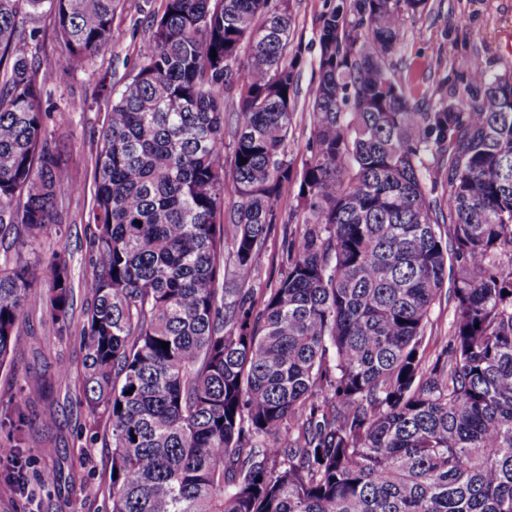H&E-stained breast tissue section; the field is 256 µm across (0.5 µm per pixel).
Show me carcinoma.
I'll use <instances>...</instances> for the list:
<instances>
[{"label": "carcinoma", "instance_id": "obj_1", "mask_svg": "<svg viewBox=\"0 0 512 512\" xmlns=\"http://www.w3.org/2000/svg\"><path fill=\"white\" fill-rule=\"evenodd\" d=\"M116 5L0 0V244L38 237L81 190L45 127L25 18L50 15L81 67L108 50ZM425 6L339 0L320 15L298 190L310 219L284 233L261 294L294 180L290 0H165L136 73L106 93L80 335L112 512H512V76L462 62L463 93L417 111L387 58ZM433 161L448 165L438 202ZM46 279L61 336L63 256ZM38 282L19 258L0 264V367L26 346L16 326ZM445 290L453 320L431 355ZM28 398L5 405L16 448ZM282 228L283 224H276L271 232L266 251L256 272L255 287L260 294L265 288H273L282 269ZM258 294V297H259Z\"/></svg>", "mask_w": 512, "mask_h": 512}]
</instances>
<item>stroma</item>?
<instances>
[{
    "mask_svg": "<svg viewBox=\"0 0 512 512\" xmlns=\"http://www.w3.org/2000/svg\"><path fill=\"white\" fill-rule=\"evenodd\" d=\"M329 0H291L293 38L304 48L295 102L290 158L302 162L311 137L308 103L318 83V19ZM164 0H119L112 20L108 52L81 68L64 64L54 39L50 16L28 18L27 27L38 32L41 59L48 80L43 108L48 114L47 131L69 143L67 163L81 184L80 192L59 200L56 206L61 233H47L37 242L16 240L4 256H22L32 263L46 260L53 252L66 251L74 286L75 322H82L87 295L82 283L90 274L87 262L88 216L93 208V170L99 137L105 125L107 105L101 87L120 88L135 74L138 49L152 32L154 17L161 15ZM410 37L389 61L396 78L411 86L413 99L426 106L430 99L462 92L466 81L457 66L467 58L488 72L512 70V0H427L422 14L408 22ZM84 102L72 111L73 102ZM47 281H40L27 300L17 330L27 348L0 367V400L19 387L34 393L24 405L25 430L31 443L20 449L23 487L16 496L0 499V512H110L111 450L105 433L89 430L90 412L80 393L79 376L84 349L79 333L55 336L47 324ZM67 379H60V372ZM56 413L54 425L41 421L46 407ZM53 483H45L47 472Z\"/></svg>",
    "mask_w": 512,
    "mask_h": 512,
    "instance_id": "obj_1",
    "label": "stroma"
}]
</instances>
